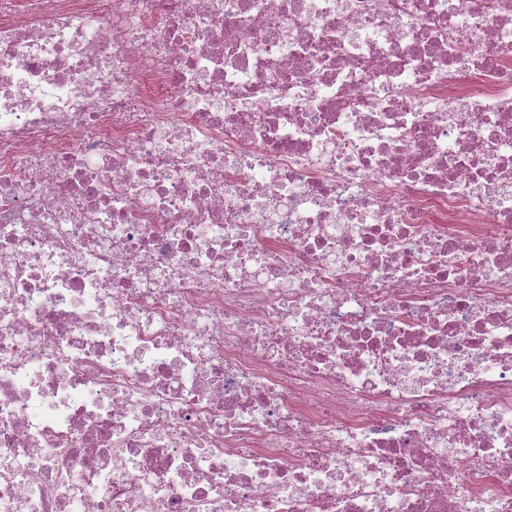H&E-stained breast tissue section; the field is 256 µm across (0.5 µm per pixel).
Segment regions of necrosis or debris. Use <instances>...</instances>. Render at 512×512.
<instances>
[{
	"label": "necrosis or debris",
	"instance_id": "obj_1",
	"mask_svg": "<svg viewBox=\"0 0 512 512\" xmlns=\"http://www.w3.org/2000/svg\"><path fill=\"white\" fill-rule=\"evenodd\" d=\"M0 512H512V0H0Z\"/></svg>",
	"mask_w": 512,
	"mask_h": 512
}]
</instances>
